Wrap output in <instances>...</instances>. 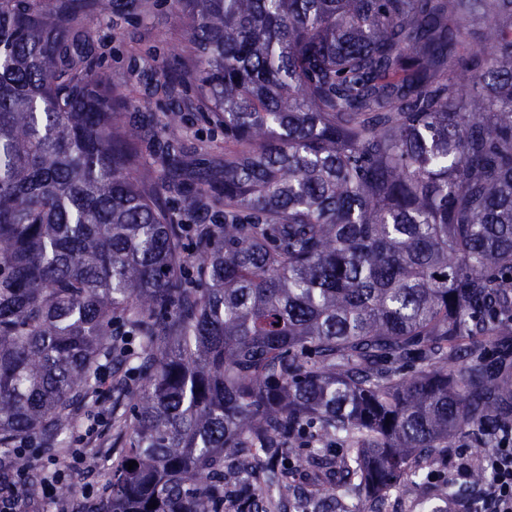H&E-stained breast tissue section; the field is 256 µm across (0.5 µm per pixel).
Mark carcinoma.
Returning a JSON list of instances; mask_svg holds the SVG:
<instances>
[{"instance_id": "carcinoma-1", "label": "carcinoma", "mask_w": 512, "mask_h": 512, "mask_svg": "<svg viewBox=\"0 0 512 512\" xmlns=\"http://www.w3.org/2000/svg\"><path fill=\"white\" fill-rule=\"evenodd\" d=\"M108 2L0 0V448L110 400L92 512H226L233 487L261 512L272 475L380 496L512 424V348H460L512 337V0H176L229 142L199 186L224 222L189 244L95 80L78 19Z\"/></svg>"}]
</instances>
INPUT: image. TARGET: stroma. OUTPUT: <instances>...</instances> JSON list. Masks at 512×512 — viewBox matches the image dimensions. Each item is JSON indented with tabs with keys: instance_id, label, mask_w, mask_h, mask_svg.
I'll list each match as a JSON object with an SVG mask.
<instances>
[{
	"instance_id": "stroma-1",
	"label": "stroma",
	"mask_w": 512,
	"mask_h": 512,
	"mask_svg": "<svg viewBox=\"0 0 512 512\" xmlns=\"http://www.w3.org/2000/svg\"><path fill=\"white\" fill-rule=\"evenodd\" d=\"M81 28L92 49L101 89L119 104L125 123L140 129L141 148L151 162L144 174L154 182L160 200L179 209L184 237H192L196 225L220 223V212L205 199L192 211L182 212V193L169 189L156 162L166 138L164 117L171 109L181 110L183 115L180 137L185 191L193 190L198 179L224 157V130L203 119L194 89L182 82L169 94L157 88L165 74L189 55L183 23L172 0H111L107 12L84 16ZM483 451L482 429L466 426L449 438L447 464L431 465L405 476L388 492L384 508H376L363 496L349 500V510L427 512L436 502L433 488L437 476L447 475L460 456L474 461Z\"/></svg>"
}]
</instances>
